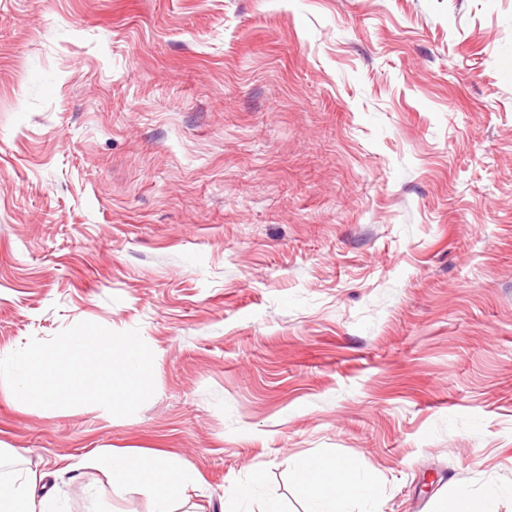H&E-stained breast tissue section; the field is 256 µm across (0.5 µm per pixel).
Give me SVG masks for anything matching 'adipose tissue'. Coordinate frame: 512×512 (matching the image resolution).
<instances>
[{
	"instance_id": "adipose-tissue-1",
	"label": "adipose tissue",
	"mask_w": 512,
	"mask_h": 512,
	"mask_svg": "<svg viewBox=\"0 0 512 512\" xmlns=\"http://www.w3.org/2000/svg\"><path fill=\"white\" fill-rule=\"evenodd\" d=\"M89 464L115 483L148 492L150 512H176V500L198 481L192 468L165 457L140 456L133 448L101 449ZM295 473L307 491L305 512H354L355 507L371 506L377 496L365 471L347 461L302 458ZM46 479L38 471H0V512H67L64 497Z\"/></svg>"
}]
</instances>
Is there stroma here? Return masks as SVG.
<instances>
[{
  "instance_id": "35a3bbf8",
  "label": "stroma",
  "mask_w": 512,
  "mask_h": 512,
  "mask_svg": "<svg viewBox=\"0 0 512 512\" xmlns=\"http://www.w3.org/2000/svg\"><path fill=\"white\" fill-rule=\"evenodd\" d=\"M81 321L155 393L0 382L69 512H150L99 448L193 468L188 512H303L319 454L378 512L512 481V0H0V351Z\"/></svg>"
}]
</instances>
